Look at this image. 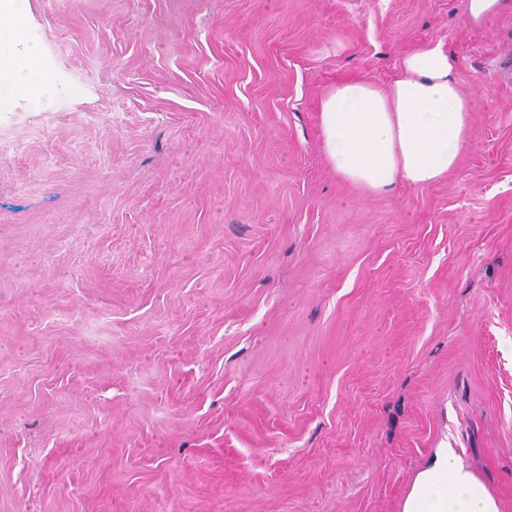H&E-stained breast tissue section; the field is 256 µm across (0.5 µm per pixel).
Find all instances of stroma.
Returning a JSON list of instances; mask_svg holds the SVG:
<instances>
[{"label": "stroma", "mask_w": 512, "mask_h": 512, "mask_svg": "<svg viewBox=\"0 0 512 512\" xmlns=\"http://www.w3.org/2000/svg\"><path fill=\"white\" fill-rule=\"evenodd\" d=\"M21 0L0 111V512H402L437 448L512 512V13ZM475 97L434 184L320 147L426 43ZM31 59L19 54L7 37L0 39V67L10 75L9 79L0 81V107L8 106L27 86L45 78V66Z\"/></svg>", "instance_id": "35a3bbf8"}]
</instances>
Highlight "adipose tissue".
Masks as SVG:
<instances>
[{
  "label": "adipose tissue",
  "instance_id": "1",
  "mask_svg": "<svg viewBox=\"0 0 512 512\" xmlns=\"http://www.w3.org/2000/svg\"><path fill=\"white\" fill-rule=\"evenodd\" d=\"M475 105L460 90L455 56L424 44L403 57L388 86L347 80L330 88L320 101L321 147L339 178L368 192L428 185L457 166ZM402 512H500V504L453 449L439 448Z\"/></svg>",
  "mask_w": 512,
  "mask_h": 512
}]
</instances>
